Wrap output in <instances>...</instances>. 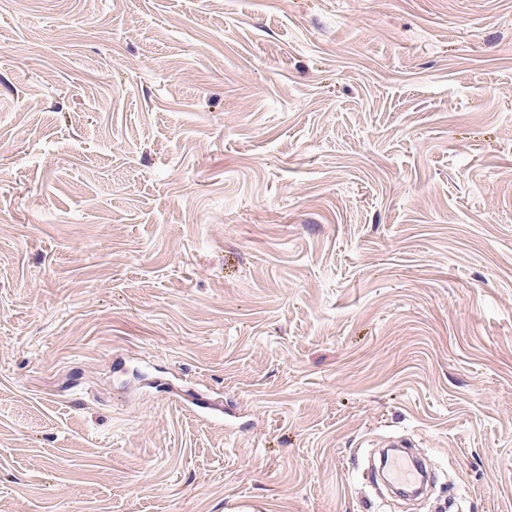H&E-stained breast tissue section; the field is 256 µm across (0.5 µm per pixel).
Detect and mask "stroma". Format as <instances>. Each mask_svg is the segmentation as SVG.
I'll use <instances>...</instances> for the list:
<instances>
[{"label":"stroma","mask_w":512,"mask_h":512,"mask_svg":"<svg viewBox=\"0 0 512 512\" xmlns=\"http://www.w3.org/2000/svg\"><path fill=\"white\" fill-rule=\"evenodd\" d=\"M0 512H512V0H0Z\"/></svg>","instance_id":"obj_1"}]
</instances>
